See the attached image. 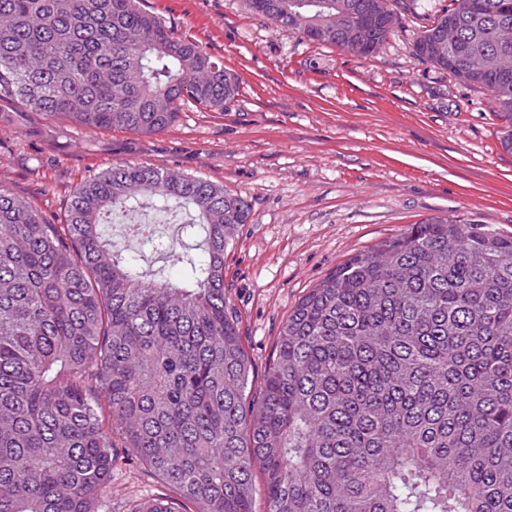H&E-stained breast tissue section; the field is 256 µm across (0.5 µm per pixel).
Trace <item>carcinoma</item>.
<instances>
[{
  "label": "carcinoma",
  "mask_w": 512,
  "mask_h": 512,
  "mask_svg": "<svg viewBox=\"0 0 512 512\" xmlns=\"http://www.w3.org/2000/svg\"><path fill=\"white\" fill-rule=\"evenodd\" d=\"M338 1L246 4L296 32L351 25ZM506 17L512 0H452L421 39L458 29L444 55L492 93L511 151ZM237 93L141 0H0V100L159 134ZM147 205L189 215L157 270L105 230ZM250 216L222 185L144 165L86 177L62 224L0 186V512H112L119 446L201 512H255L257 461L265 512H512V235L436 216L352 256L288 315L254 387L224 294Z\"/></svg>",
  "instance_id": "cac0c4a2"
}]
</instances>
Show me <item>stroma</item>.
<instances>
[{
	"label": "stroma",
	"instance_id": "obj_1",
	"mask_svg": "<svg viewBox=\"0 0 512 512\" xmlns=\"http://www.w3.org/2000/svg\"><path fill=\"white\" fill-rule=\"evenodd\" d=\"M450 0H388L400 24L360 58L251 13L245 0H142L239 78L223 111L184 106L160 134L90 131L0 102V186L58 222L90 174L138 164L203 176L251 205L224 291L261 380L280 328L349 257L435 216L512 235V152L490 93L423 61L415 43ZM130 453L113 512L168 496Z\"/></svg>",
	"mask_w": 512,
	"mask_h": 512
}]
</instances>
